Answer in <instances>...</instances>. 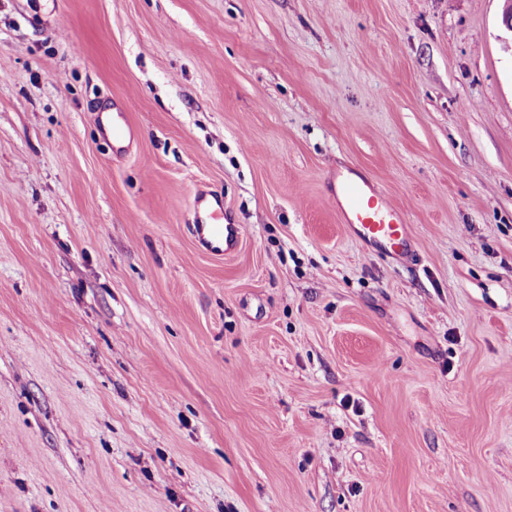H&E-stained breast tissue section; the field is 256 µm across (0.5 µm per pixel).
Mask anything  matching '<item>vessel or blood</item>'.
<instances>
[{
  "label": "vessel or blood",
  "instance_id": "1",
  "mask_svg": "<svg viewBox=\"0 0 512 512\" xmlns=\"http://www.w3.org/2000/svg\"><path fill=\"white\" fill-rule=\"evenodd\" d=\"M336 208L359 243L397 259L408 255V218L372 182L364 178H340L336 184ZM189 229L198 245L214 255L231 254L240 244V225L225 223L224 204L214 197L195 198Z\"/></svg>",
  "mask_w": 512,
  "mask_h": 512
}]
</instances>
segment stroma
<instances>
[{
    "mask_svg": "<svg viewBox=\"0 0 512 512\" xmlns=\"http://www.w3.org/2000/svg\"><path fill=\"white\" fill-rule=\"evenodd\" d=\"M501 11L0 0V512H512ZM348 170L417 261L341 224ZM190 232L198 245L214 255H230L241 240V225L224 224V203L206 195L194 199L193 224Z\"/></svg>",
    "mask_w": 512,
    "mask_h": 512,
    "instance_id": "1",
    "label": "stroma"
}]
</instances>
